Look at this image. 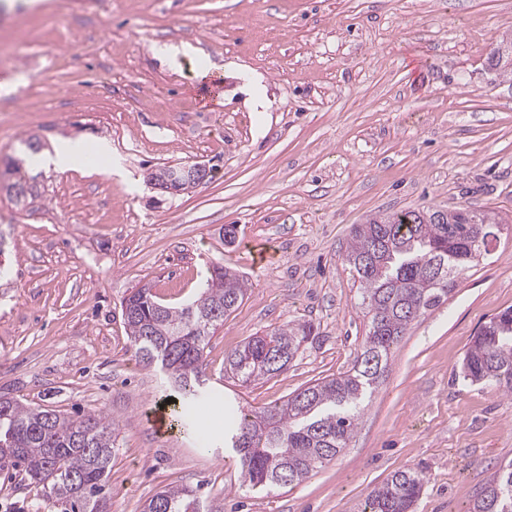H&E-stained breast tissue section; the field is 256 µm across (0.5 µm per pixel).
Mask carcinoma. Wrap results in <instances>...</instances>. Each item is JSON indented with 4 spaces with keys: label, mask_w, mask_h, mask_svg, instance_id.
Wrapping results in <instances>:
<instances>
[{
    "label": "carcinoma",
    "mask_w": 512,
    "mask_h": 512,
    "mask_svg": "<svg viewBox=\"0 0 512 512\" xmlns=\"http://www.w3.org/2000/svg\"><path fill=\"white\" fill-rule=\"evenodd\" d=\"M491 68L512 75V39L501 40L488 57ZM173 167L150 173L148 181L169 192L186 189L172 179ZM0 189L18 205L33 195L25 161L0 172ZM494 211L467 208L404 209L356 224L343 262L360 283L367 332L350 370L318 379L288 398L259 410L224 405V447L232 449L242 485L253 490L291 487L335 460L347 447L363 402L376 391L393 347L410 325L448 298L454 278L489 252H471L475 226L494 229ZM441 268L435 279L428 271ZM247 292L246 281L216 264L203 292L173 308L147 286L121 302L125 330L136 357L164 368L172 398L171 428L190 430L202 447L212 440L198 425L199 408L218 399L203 359L209 336L224 324ZM314 333L304 321L251 336L224 357V369L244 385L285 373ZM471 384H493L512 395V308L486 322L461 363ZM115 428L101 413L73 416L0 396V472L18 474L41 487L50 512H110V464ZM426 477L399 471L368 495L364 512H414ZM142 512H202L198 490L168 487L151 496ZM470 512H512V461L500 466Z\"/></svg>",
    "instance_id": "obj_1"
}]
</instances>
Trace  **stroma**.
<instances>
[{
  "instance_id": "stroma-1",
  "label": "stroma",
  "mask_w": 512,
  "mask_h": 512,
  "mask_svg": "<svg viewBox=\"0 0 512 512\" xmlns=\"http://www.w3.org/2000/svg\"><path fill=\"white\" fill-rule=\"evenodd\" d=\"M511 36L512 0H112L107 16L79 0H0L1 44L63 59L50 83L20 75L22 105L0 100L12 115L0 160L43 144L27 167L38 195L20 209L0 194V395L114 424L111 512H141L175 485L224 512H363L407 469L427 476L415 512H469L512 460V396L460 374L471 338L512 307V81L487 62ZM73 142L96 164L45 166ZM195 162L213 177L190 191L145 180ZM427 207L505 222L394 347L335 460L293 489L254 491L222 448L152 431L164 376L127 338L132 289L176 307L211 263L243 275L204 357L225 401L257 409L351 368L366 324L341 260L351 229ZM302 321L315 335L288 371L248 386L225 373L247 338ZM0 512H45L40 487L0 475Z\"/></svg>"
}]
</instances>
